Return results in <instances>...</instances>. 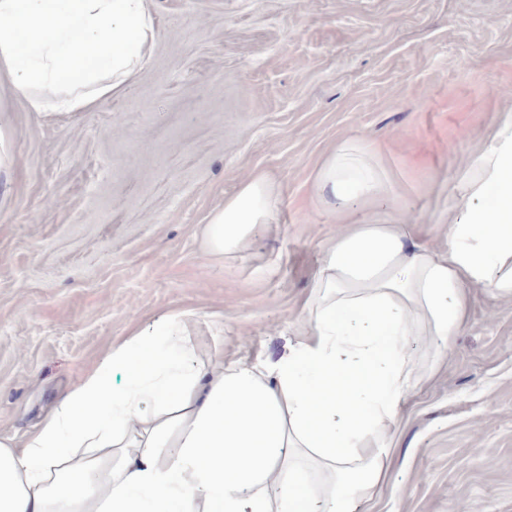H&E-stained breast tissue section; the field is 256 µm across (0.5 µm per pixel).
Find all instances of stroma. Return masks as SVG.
<instances>
[{
    "label": "stroma",
    "instance_id": "obj_1",
    "mask_svg": "<svg viewBox=\"0 0 512 512\" xmlns=\"http://www.w3.org/2000/svg\"><path fill=\"white\" fill-rule=\"evenodd\" d=\"M153 55L87 112L30 110L0 73V436L35 430L138 326L195 309L200 363H270L303 326L332 212L311 195L343 141L385 172L371 208L439 245L459 168L512 110V0H153ZM271 224L203 254L249 177ZM215 312L223 331L206 320ZM391 429L360 512H512V298L470 294Z\"/></svg>",
    "mask_w": 512,
    "mask_h": 512
}]
</instances>
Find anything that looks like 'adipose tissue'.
Here are the masks:
<instances>
[{
  "mask_svg": "<svg viewBox=\"0 0 512 512\" xmlns=\"http://www.w3.org/2000/svg\"><path fill=\"white\" fill-rule=\"evenodd\" d=\"M150 0H0V72L35 112L120 94L155 45ZM384 172L341 142L314 179L337 213L370 204ZM259 174L211 212L210 252L270 223ZM443 245L361 220L327 244L287 356L201 366L196 319L134 332L40 426L0 438V512H358L388 476L389 428L420 382L414 337L450 342L468 290L512 297V113L466 162Z\"/></svg>",
  "mask_w": 512,
  "mask_h": 512,
  "instance_id": "ef3b65f1",
  "label": "adipose tissue"
}]
</instances>
